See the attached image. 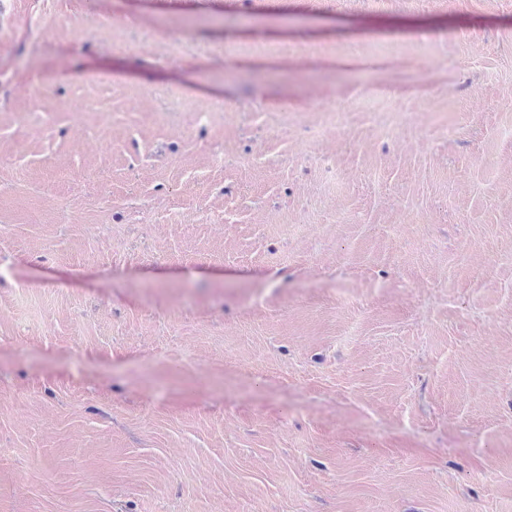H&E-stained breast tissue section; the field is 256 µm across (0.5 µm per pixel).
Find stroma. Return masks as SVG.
Listing matches in <instances>:
<instances>
[{
    "label": "stroma",
    "instance_id": "1",
    "mask_svg": "<svg viewBox=\"0 0 512 512\" xmlns=\"http://www.w3.org/2000/svg\"><path fill=\"white\" fill-rule=\"evenodd\" d=\"M0 2V512H512V0Z\"/></svg>",
    "mask_w": 512,
    "mask_h": 512
}]
</instances>
